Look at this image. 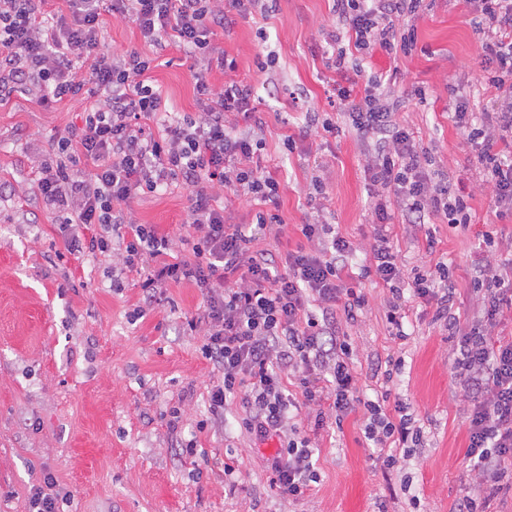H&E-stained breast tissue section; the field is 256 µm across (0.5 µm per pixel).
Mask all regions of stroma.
Returning <instances> with one entry per match:
<instances>
[{"instance_id": "obj_1", "label": "stroma", "mask_w": 512, "mask_h": 512, "mask_svg": "<svg viewBox=\"0 0 512 512\" xmlns=\"http://www.w3.org/2000/svg\"><path fill=\"white\" fill-rule=\"evenodd\" d=\"M332 22L330 0H278L275 12L238 20L217 31L214 45L234 58L239 74L254 88L253 104L263 112L265 165L280 183L279 214L288 234L258 233L255 248L286 253L303 244L299 225L317 209L358 247L352 262L354 285L368 299L357 323L339 320L353 351L364 401L388 387L406 402L425 445L412 457L383 469V454L363 434L365 409L342 424L315 426L308 409L295 418L312 440V462L320 480L305 497L292 500L270 485L264 467L274 442L260 443L241 431V400L229 403L223 423L197 431L207 417V386L214 372L202 357V334H176L185 318L199 312L203 298L187 283L172 286L162 305L133 318L141 297L140 278L127 273L112 285L113 259L97 255L57 259L62 243L55 217L35 200L36 177L28 144L61 134L81 107L60 102L46 107L18 93L0 105V183L20 186L23 196L0 198V512H27L33 486L52 474L68 495L64 512H453L473 485L464 459L465 407L451 369V344L431 320L430 306L408 300L403 330L396 339L385 318L387 289L361 278L373 242V200L368 195L362 147L343 112L334 105L335 73L327 67L330 47L324 29ZM417 45L395 58L377 52L362 62L360 77H388L384 92L401 103L395 119L448 172L455 188L472 196L467 229L432 218L427 229L401 222L392 210L394 242L406 267L423 264L426 234L437 240L434 260L447 262L456 288L455 312L471 314L473 261L497 232L498 260L512 258V219H498L482 187L470 147L448 115V89L460 87L473 112L491 109L480 81L482 36L463 0H428L416 21ZM106 40L117 51L156 58L153 78L173 113L197 105L185 52L155 53L131 22L115 17ZM425 101L412 98L413 88ZM323 113L337 127L334 136L305 135L307 116ZM294 150H286L285 136ZM325 195H317L314 179ZM142 224L185 233L186 191L172 188L134 199ZM402 357L391 381L377 375L387 356ZM179 407L184 425L170 432L161 420ZM196 439L195 457L178 458L180 440ZM238 471L224 480V458ZM419 508H412L411 498Z\"/></svg>"}]
</instances>
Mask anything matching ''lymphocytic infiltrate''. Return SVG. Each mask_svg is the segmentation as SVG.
Wrapping results in <instances>:
<instances>
[{"instance_id":"lymphocytic-infiltrate-1","label":"lymphocytic infiltrate","mask_w":512,"mask_h":512,"mask_svg":"<svg viewBox=\"0 0 512 512\" xmlns=\"http://www.w3.org/2000/svg\"><path fill=\"white\" fill-rule=\"evenodd\" d=\"M479 19L485 83L493 112L480 118L462 96L451 95V119L477 151L490 201L498 217H512V0H466ZM0 0V103L35 88L41 104L81 103L78 121L49 147L30 143L38 169L37 196L54 214L70 255L113 254L121 271L142 278V301L161 304L168 289L188 282L199 288L203 307L186 320L185 332L202 331L203 357L217 373L208 391V413L224 420L229 401L247 409L242 427L256 440H277L265 464L280 494L300 499L317 474L313 444L291 424L298 406H326L342 421L366 405L365 434L376 447L415 448L421 433L409 426L403 404L393 413L361 401L351 346L336 331L338 316L353 321L367 304L344 272L355 251L339 234H327L324 214L300 225L305 243L283 255L253 249L256 233L274 237L288 226L272 211H258L255 224H228L220 193L278 203L280 184L261 165L265 122L252 104L253 87L238 78L235 61L215 57L211 38L235 17L269 13L275 0ZM423 0H333L337 20L329 45L347 42L332 66L345 74L348 51L380 49L409 53L413 31L396 23L418 15ZM135 24L153 46L188 50L198 110L174 116L155 83L150 59L116 52L105 40V14ZM223 86L210 81L213 66ZM380 81L349 79L336 89L339 110L368 148L364 173L380 228L362 273L388 286V324L402 330L405 293L434 304L453 346V367L467 404L465 460L473 483L485 490L512 489V338L499 337L512 314V260L485 255L475 262L470 284L477 305L467 318L451 308L455 290L447 263L439 261L405 280L394 238L385 225L389 204L403 223L427 217L471 221L468 195L453 191L449 175L431 176L425 148L397 123V103L384 101ZM180 187L188 192L189 231L179 239L156 225L136 221L131 199ZM294 393H287V386Z\"/></svg>"}]
</instances>
